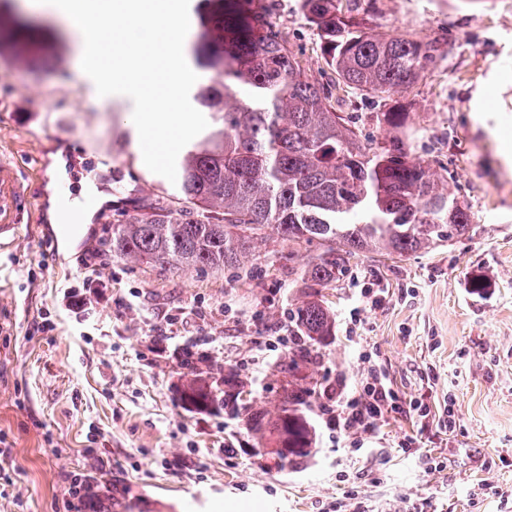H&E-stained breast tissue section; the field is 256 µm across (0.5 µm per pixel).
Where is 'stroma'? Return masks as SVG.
<instances>
[{
	"mask_svg": "<svg viewBox=\"0 0 512 512\" xmlns=\"http://www.w3.org/2000/svg\"><path fill=\"white\" fill-rule=\"evenodd\" d=\"M367 28L433 41L439 55L410 88L387 98L408 113L406 143L473 213V229L435 250L400 259H350L322 294L334 342L304 368L317 392L307 457L280 464L258 452L239 420L185 410L175 388L179 351L194 343L240 369L256 406L276 411L281 379L272 330L291 329L298 281L314 247L270 234L245 273L161 268L101 258L112 221L137 203L175 195L131 148L127 103L83 100L72 38L53 22L0 0V156L13 159L37 207L0 246V512H74L69 484L86 474L112 498L111 512H334L351 500L369 512H512V0H361ZM271 29L308 74H334L300 0H277ZM64 235V199L81 202ZM489 283L472 294L469 281ZM388 289L366 306L364 282ZM79 288L84 307L65 295ZM393 387L432 410L452 402L454 432L411 420L365 435L363 458L331 432L326 389L354 388L358 343L352 310ZM414 437L419 456L398 451ZM443 462L428 472V461ZM354 499H346V491Z\"/></svg>",
	"mask_w": 512,
	"mask_h": 512,
	"instance_id": "35a3bbf8",
	"label": "stroma"
}]
</instances>
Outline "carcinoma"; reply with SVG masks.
<instances>
[{"mask_svg": "<svg viewBox=\"0 0 512 512\" xmlns=\"http://www.w3.org/2000/svg\"><path fill=\"white\" fill-rule=\"evenodd\" d=\"M250 0H198L218 4L215 26L192 49L213 71L193 96L209 125L177 163L178 195L137 204L112 225V257L161 267H236L267 241L282 239L317 249L302 270L306 300L296 308L297 331L326 346L335 320L319 288L336 280L349 259L366 252L390 258L429 252L472 229L470 209L440 185L402 137L408 113L378 112L394 135L380 144L362 140L353 117L337 111L333 90L367 99L413 85L437 57L434 43L403 35L374 36L363 22L341 14L337 0H301L320 32L336 80L323 86L299 64L285 40L267 31ZM187 369L178 401L200 414L243 416L257 443L278 458L306 456L313 429L304 409L312 389L288 382L277 411L243 402L247 382L204 355L182 348ZM313 359L299 345L283 372L298 373Z\"/></svg>", "mask_w": 512, "mask_h": 512, "instance_id": "1", "label": "carcinoma"}]
</instances>
